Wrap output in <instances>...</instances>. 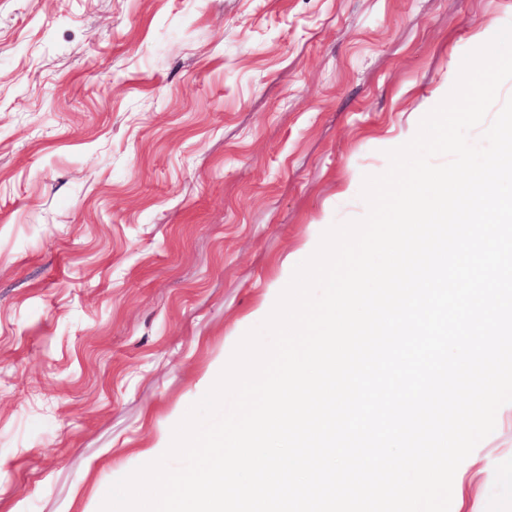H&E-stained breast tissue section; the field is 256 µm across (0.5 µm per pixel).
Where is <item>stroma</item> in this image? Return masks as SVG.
Returning a JSON list of instances; mask_svg holds the SVG:
<instances>
[{"mask_svg":"<svg viewBox=\"0 0 512 512\" xmlns=\"http://www.w3.org/2000/svg\"><path fill=\"white\" fill-rule=\"evenodd\" d=\"M512 0H0V512H84ZM494 431L457 477L512 485Z\"/></svg>","mask_w":512,"mask_h":512,"instance_id":"1","label":"stroma"}]
</instances>
